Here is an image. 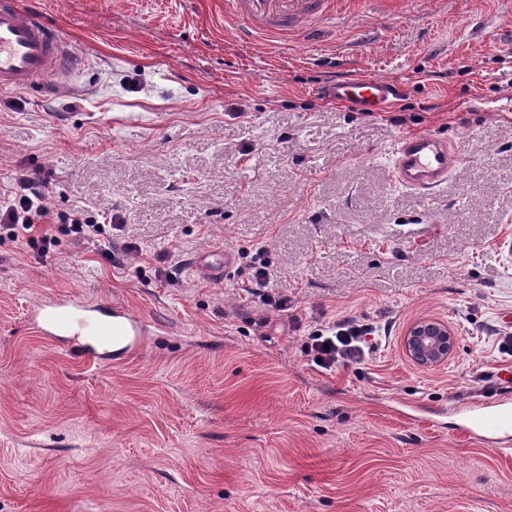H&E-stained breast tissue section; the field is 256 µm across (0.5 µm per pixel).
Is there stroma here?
I'll list each match as a JSON object with an SVG mask.
<instances>
[{"instance_id":"stroma-1","label":"stroma","mask_w":512,"mask_h":512,"mask_svg":"<svg viewBox=\"0 0 512 512\" xmlns=\"http://www.w3.org/2000/svg\"><path fill=\"white\" fill-rule=\"evenodd\" d=\"M19 3L83 64L0 91V175L51 172L54 212L118 215L142 254L0 242V512H512V451L461 429L512 371V0H403L278 52L224 0ZM367 76L400 85L385 111L321 93ZM419 132L462 156L427 198L390 163ZM259 248L291 313L243 289ZM224 250L223 279L194 269ZM57 293L156 333L88 364L29 319ZM347 316L392 332L317 370L304 329ZM423 318L457 338L432 368L403 349Z\"/></svg>"}]
</instances>
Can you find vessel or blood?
<instances>
[{
  "label": "vessel or blood",
  "instance_id": "b4317fda",
  "mask_svg": "<svg viewBox=\"0 0 512 512\" xmlns=\"http://www.w3.org/2000/svg\"><path fill=\"white\" fill-rule=\"evenodd\" d=\"M367 0H224V22L239 40L287 42L293 35L321 36L336 17L360 11ZM71 52L53 27L22 8L16 0H0V89L24 90L46 79L70 75ZM323 93L368 112H379L398 94L397 85L384 78H352L325 85ZM461 161L447 137L420 133L397 139L392 150V173L402 188L422 196L446 184ZM194 267L202 275L220 278L233 265L231 254L210 260L202 254ZM36 330L53 338L70 337L87 360L97 361L106 347L136 349L148 333L144 320L121 304L108 306L76 302L54 294L31 313ZM470 428L495 435L502 449L512 448V412L498 408L472 415Z\"/></svg>",
  "mask_w": 512,
  "mask_h": 512
}]
</instances>
